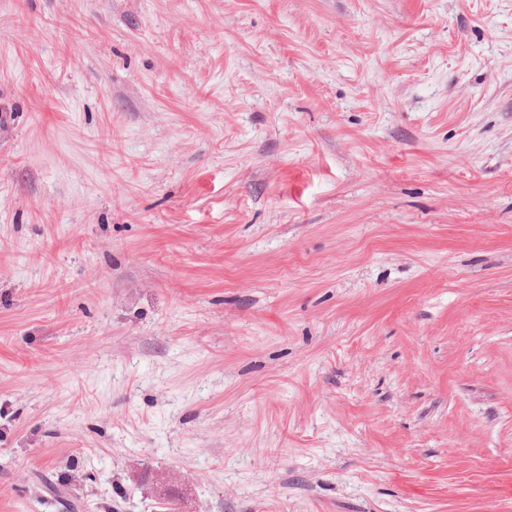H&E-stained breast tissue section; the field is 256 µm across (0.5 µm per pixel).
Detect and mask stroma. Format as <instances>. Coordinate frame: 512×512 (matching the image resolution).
I'll return each mask as SVG.
<instances>
[{
    "mask_svg": "<svg viewBox=\"0 0 512 512\" xmlns=\"http://www.w3.org/2000/svg\"><path fill=\"white\" fill-rule=\"evenodd\" d=\"M512 512V0H0V512Z\"/></svg>",
    "mask_w": 512,
    "mask_h": 512,
    "instance_id": "obj_1",
    "label": "stroma"
}]
</instances>
